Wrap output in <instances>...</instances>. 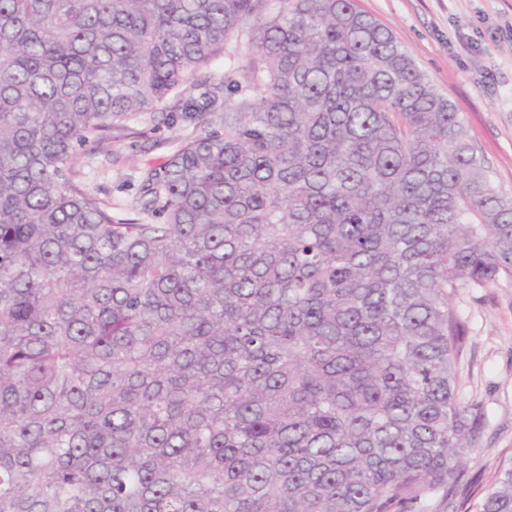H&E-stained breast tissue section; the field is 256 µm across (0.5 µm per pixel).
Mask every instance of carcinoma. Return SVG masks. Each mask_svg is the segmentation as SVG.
I'll return each mask as SVG.
<instances>
[{
    "label": "carcinoma",
    "mask_w": 512,
    "mask_h": 512,
    "mask_svg": "<svg viewBox=\"0 0 512 512\" xmlns=\"http://www.w3.org/2000/svg\"><path fill=\"white\" fill-rule=\"evenodd\" d=\"M174 98L131 215L74 183ZM502 276L512 197L357 0H0V512L413 501L482 424L451 299Z\"/></svg>",
    "instance_id": "1"
}]
</instances>
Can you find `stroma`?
I'll return each mask as SVG.
<instances>
[{
	"mask_svg": "<svg viewBox=\"0 0 512 512\" xmlns=\"http://www.w3.org/2000/svg\"><path fill=\"white\" fill-rule=\"evenodd\" d=\"M388 27L435 89L460 112L466 135L495 187L512 197V0H357ZM194 124L181 110L143 115L107 149L80 162L82 187L119 209L136 198L140 168L165 162ZM467 336L457 389L483 423L463 466L465 481L483 487L512 461V278L453 298ZM453 485L424 491L390 512H465Z\"/></svg>",
	"mask_w": 512,
	"mask_h": 512,
	"instance_id": "35a3bbf8",
	"label": "stroma"
}]
</instances>
